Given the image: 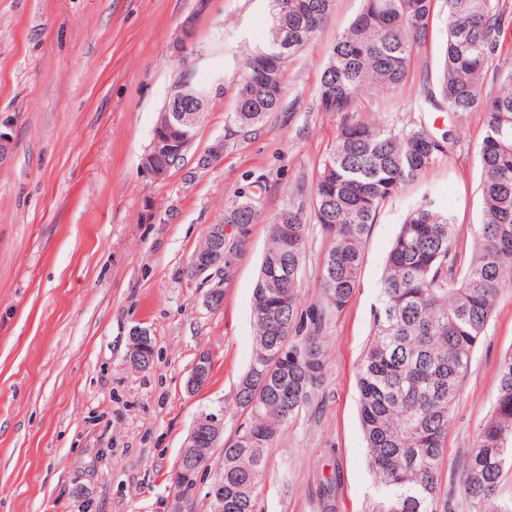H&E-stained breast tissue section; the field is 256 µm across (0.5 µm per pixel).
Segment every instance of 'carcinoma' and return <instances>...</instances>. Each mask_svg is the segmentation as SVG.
<instances>
[{
	"mask_svg": "<svg viewBox=\"0 0 512 512\" xmlns=\"http://www.w3.org/2000/svg\"><path fill=\"white\" fill-rule=\"evenodd\" d=\"M266 42L241 51L230 122L247 135L281 106L290 60L326 23L335 0H268ZM360 13L336 39L318 88L323 112L339 116L330 151L319 167L309 216L281 209L252 293L255 334L250 363L232 407L245 420L221 447L223 464L205 496L224 498V512H264L267 451L281 429L320 405L325 332L350 301L372 224L382 205L441 162L460 122L485 114L478 156L482 220L461 262L450 213L425 199L407 212L387 255L372 332L357 365L359 412L369 465L380 497L374 512H452L441 466L450 413L472 355L493 316L502 286L512 281V71L493 94L484 92L512 14L503 0H362ZM442 16L445 40L432 76L410 97L416 112L448 113V129L412 127L367 115L377 93L406 90L419 51ZM259 220L240 194L225 210L233 228L224 245L242 252ZM320 226L323 256L319 302L299 304V273L307 224ZM494 407L462 456L459 488L470 512H512L501 496L512 468V354L500 359ZM337 477L320 486L319 507L333 510Z\"/></svg>",
	"mask_w": 512,
	"mask_h": 512,
	"instance_id": "carcinoma-1",
	"label": "carcinoma"
}]
</instances>
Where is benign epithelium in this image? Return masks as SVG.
<instances>
[{
	"label": "benign epithelium",
	"mask_w": 512,
	"mask_h": 512,
	"mask_svg": "<svg viewBox=\"0 0 512 512\" xmlns=\"http://www.w3.org/2000/svg\"><path fill=\"white\" fill-rule=\"evenodd\" d=\"M196 16L191 15L182 23L175 42L176 51L183 57L195 54ZM193 84L191 69H185L173 85L167 105L160 113L154 127L150 149L142 157V169L153 179L164 178L169 169V157L181 156L191 146L189 130L203 111V104L191 102L187 97L188 90ZM180 125L184 134L176 137L170 134L174 125ZM192 262L199 266V274L224 270V239H219L217 249L205 256H193ZM213 356L201 353L196 357L191 372L186 380V389L190 393L203 389L208 382L207 368ZM205 435L215 440L224 436V411L220 410L203 420L196 418L181 448L178 465L182 467L185 477L184 484L192 486V491L199 490V483L205 469L189 453L194 447L199 435Z\"/></svg>",
	"instance_id": "obj_1"
}]
</instances>
